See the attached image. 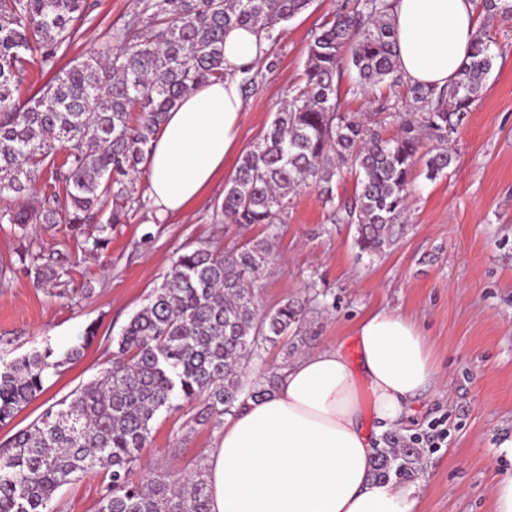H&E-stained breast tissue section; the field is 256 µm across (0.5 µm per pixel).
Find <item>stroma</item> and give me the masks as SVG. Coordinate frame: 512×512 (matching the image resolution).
I'll return each instance as SVG.
<instances>
[{
    "mask_svg": "<svg viewBox=\"0 0 512 512\" xmlns=\"http://www.w3.org/2000/svg\"><path fill=\"white\" fill-rule=\"evenodd\" d=\"M335 8V0H311L279 25L271 49L279 65L259 68L257 87L245 99L243 146L271 122L300 78L313 34ZM140 9L139 0H97L69 58L102 47ZM481 24L497 42L498 57L452 142L456 166L434 181L416 175L409 222L381 255L361 254L353 226L329 223L310 188L294 197L285 223H225L214 206L236 170L232 162L186 212L151 226L136 212L113 229L103 251H90L66 224H33L23 233L0 222V269L12 272L0 283V360L47 345L65 352L81 342L87 326L97 327L82 357L50 376L41 396L0 425V443L98 375L122 327L184 246L211 241L229 249L267 238L273 249L258 280L260 311L287 299L310 300L311 311L287 344L251 364L250 379L339 342L355 353L358 320L379 309L400 312L427 337L442 378L439 392L416 404L405 433L448 434L439 447H420V469L410 483L417 512H493L495 483L512 476V450L505 446L512 439V22L485 18ZM147 231L153 238L146 243ZM28 243L47 253L67 250L71 296L35 286L32 275L19 271L18 252ZM86 282L92 291L84 296ZM197 411L185 403L156 417L141 453L144 469L175 480L206 468V451L224 425L196 424ZM101 483V475L91 473L63 486L54 512H95Z\"/></svg>",
    "mask_w": 512,
    "mask_h": 512,
    "instance_id": "obj_1",
    "label": "stroma"
}]
</instances>
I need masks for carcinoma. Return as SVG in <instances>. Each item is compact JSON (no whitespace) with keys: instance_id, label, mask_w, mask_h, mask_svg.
Masks as SVG:
<instances>
[{"instance_id":"obj_1","label":"carcinoma","mask_w":512,"mask_h":512,"mask_svg":"<svg viewBox=\"0 0 512 512\" xmlns=\"http://www.w3.org/2000/svg\"><path fill=\"white\" fill-rule=\"evenodd\" d=\"M310 0H144L110 43L57 69L78 37L90 0H0V221L67 224L78 233L96 218L92 249L144 206L137 177L169 112L201 83L224 78V28L250 26L278 40L276 26ZM393 0H337L315 32L299 83L260 139L243 153L215 213L229 224H278L292 196L313 188L332 224H352L360 253L376 256L404 231L418 166L425 178L457 161L454 135L494 68L495 42L477 31L469 63L445 87L413 84L396 61ZM491 17L512 20V0H480ZM356 72L365 94L387 89L370 117L343 112L338 80ZM53 81L18 103L34 70ZM388 123L397 133L383 135ZM433 147L425 149V141ZM354 173L355 196L336 203V184ZM43 178L49 192L29 211L8 202ZM270 253L266 239L226 251L201 244L180 254L129 320L99 374L51 404L0 446V512H53L57 491L74 478L103 475L96 512H209L206 481L153 474L132 479L152 422L180 402L200 404L201 424L233 415L271 390L277 374L247 383L243 370L298 329L305 304L287 300L259 313L256 274ZM20 261L37 284L65 285L67 251L26 247ZM96 337L56 356L34 350L0 362V425L44 391V380L83 355ZM373 461L374 480L409 481L418 473L414 438L387 434Z\"/></svg>"}]
</instances>
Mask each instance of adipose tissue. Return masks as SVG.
<instances>
[{"instance_id":"ef3b65f1","label":"adipose tissue","mask_w":512,"mask_h":512,"mask_svg":"<svg viewBox=\"0 0 512 512\" xmlns=\"http://www.w3.org/2000/svg\"><path fill=\"white\" fill-rule=\"evenodd\" d=\"M401 71L446 86L467 61L477 31L473 0H396L391 14ZM264 34L224 30L225 77L185 94L168 112L145 163L146 208L163 223L199 198L241 151L243 70H257ZM359 360L342 345L281 368L275 387L224 421L208 452L209 512H415L412 492L370 479L375 454L364 425H405L413 405L435 394L439 376L422 331L381 309L354 327Z\"/></svg>"}]
</instances>
